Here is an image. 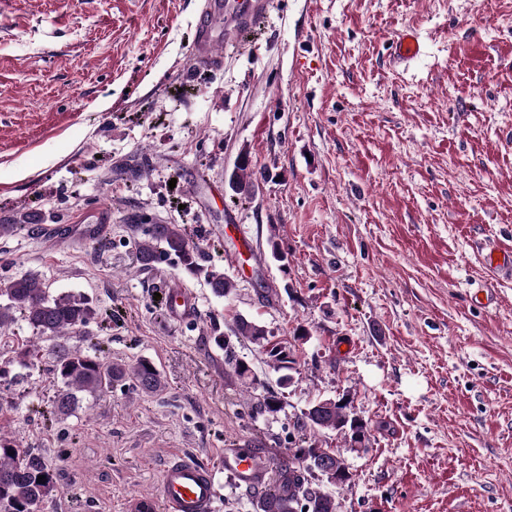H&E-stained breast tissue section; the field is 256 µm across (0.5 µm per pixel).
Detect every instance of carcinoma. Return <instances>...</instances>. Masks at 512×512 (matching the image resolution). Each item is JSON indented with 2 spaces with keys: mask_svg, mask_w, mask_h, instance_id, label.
Listing matches in <instances>:
<instances>
[{
  "mask_svg": "<svg viewBox=\"0 0 512 512\" xmlns=\"http://www.w3.org/2000/svg\"><path fill=\"white\" fill-rule=\"evenodd\" d=\"M134 245L146 267L168 261L190 274L202 273L219 296H226L235 288L233 280L219 268H206L199 263L198 246L178 224H150ZM0 294L5 296V301L0 302V334L22 319L36 330L39 337L55 342V372L62 387L57 390L52 414L66 415L79 406L81 395L109 392L114 384L127 378L145 393H154L164 387L161 372L149 360L142 359L127 369L104 362L94 353L67 346L70 335L98 319L97 309L85 297L53 296L33 274L11 278ZM230 332L240 341L263 347L269 365L281 373L280 385L290 384L292 373L298 372V360L288 343L271 341L265 325L242 315L235 318ZM213 342L224 350V362L238 379L246 385L257 384L251 367L235 356L224 335L213 337ZM12 353V358L0 364V382L9 377L11 365L29 368L38 359V351L24 343ZM252 410L274 416L283 410V401L277 393L268 391L254 399ZM312 430L321 436L335 434L350 448L355 433L362 435L363 441H369L367 423L344 399L329 398L310 404L293 422L296 435L294 447L289 449L288 463H275L279 480L265 494L275 500V512H338L336 495L327 487L349 485L350 473L341 453L324 446L322 440L310 434ZM308 455L326 461L327 469L337 475V479L332 481L328 475L311 469L306 461ZM40 475L45 479L39 483L37 477ZM54 489L53 475L43 455L35 448H20L15 440L0 434V512H40Z\"/></svg>",
  "mask_w": 512,
  "mask_h": 512,
  "instance_id": "cac0c4a2",
  "label": "carcinoma"
}]
</instances>
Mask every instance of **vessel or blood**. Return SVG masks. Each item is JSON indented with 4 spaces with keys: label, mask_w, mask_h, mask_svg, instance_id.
<instances>
[{
    "label": "vessel or blood",
    "mask_w": 512,
    "mask_h": 512,
    "mask_svg": "<svg viewBox=\"0 0 512 512\" xmlns=\"http://www.w3.org/2000/svg\"><path fill=\"white\" fill-rule=\"evenodd\" d=\"M273 8L274 0H243L236 11L239 27L267 20ZM391 49L396 62L407 63L419 56L421 44L417 35L406 29L392 37ZM224 470L239 486L256 492L274 480L259 451L241 442L225 448ZM160 497L167 512H215L217 490L212 468L184 456L169 460L161 475Z\"/></svg>",
    "instance_id": "b4317fda"
}]
</instances>
